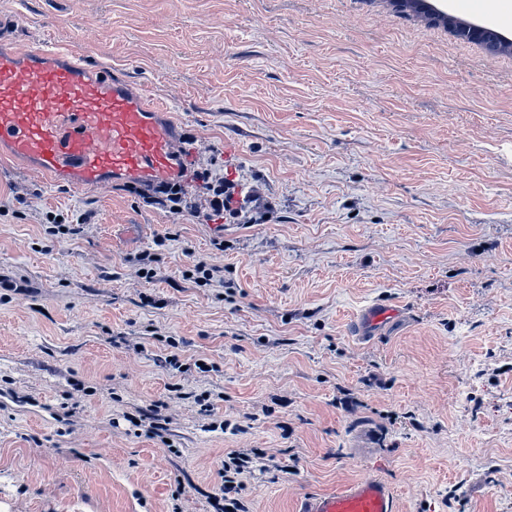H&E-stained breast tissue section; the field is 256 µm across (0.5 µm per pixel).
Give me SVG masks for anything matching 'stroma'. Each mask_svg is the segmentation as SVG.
<instances>
[{
    "instance_id": "stroma-1",
    "label": "stroma",
    "mask_w": 512,
    "mask_h": 512,
    "mask_svg": "<svg viewBox=\"0 0 512 512\" xmlns=\"http://www.w3.org/2000/svg\"><path fill=\"white\" fill-rule=\"evenodd\" d=\"M0 39L126 73L274 206L219 233L0 161V512H214L251 448L250 512L366 475L512 512V55L388 0H0ZM373 304L398 319L355 335Z\"/></svg>"
}]
</instances>
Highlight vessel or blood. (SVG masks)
Returning a JSON list of instances; mask_svg holds the SVG:
<instances>
[{
	"instance_id": "vessel-or-blood-1",
	"label": "vessel or blood",
	"mask_w": 512,
	"mask_h": 512,
	"mask_svg": "<svg viewBox=\"0 0 512 512\" xmlns=\"http://www.w3.org/2000/svg\"><path fill=\"white\" fill-rule=\"evenodd\" d=\"M181 129L125 77L44 47L0 41V156L94 191L182 180ZM385 481L366 476L301 499L299 512H398Z\"/></svg>"
}]
</instances>
